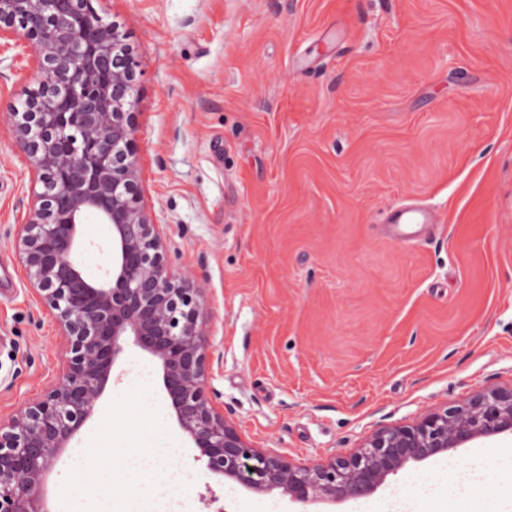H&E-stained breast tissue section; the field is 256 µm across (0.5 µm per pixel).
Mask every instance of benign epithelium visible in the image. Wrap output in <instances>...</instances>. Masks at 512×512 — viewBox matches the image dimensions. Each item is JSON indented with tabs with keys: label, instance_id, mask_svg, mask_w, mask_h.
I'll return each instance as SVG.
<instances>
[{
	"label": "benign epithelium",
	"instance_id": "7a95c632",
	"mask_svg": "<svg viewBox=\"0 0 512 512\" xmlns=\"http://www.w3.org/2000/svg\"><path fill=\"white\" fill-rule=\"evenodd\" d=\"M23 39L36 87L11 132L33 185L17 254L54 317L65 358L46 391L0 418V512H50L37 491L95 412L131 336L162 363L179 427L212 474L304 506L374 494L390 475L479 438L512 435V384L403 426L382 427L346 454L301 464L254 446L224 418L209 385L200 289L177 278L144 204L134 145L136 62L124 25L91 0H0V41ZM105 226L104 274L88 278L81 225Z\"/></svg>",
	"mask_w": 512,
	"mask_h": 512
}]
</instances>
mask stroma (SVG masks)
Masks as SVG:
<instances>
[{
	"label": "stroma",
	"instance_id": "35a3bbf8",
	"mask_svg": "<svg viewBox=\"0 0 512 512\" xmlns=\"http://www.w3.org/2000/svg\"><path fill=\"white\" fill-rule=\"evenodd\" d=\"M124 23L138 63L135 142L145 201L176 277L204 291L211 385L259 447L311 463L512 384V0H92ZM35 82L27 49L0 51V415L50 384L62 341L18 262L32 192L3 118ZM433 208L441 233L382 239L392 206ZM149 374L151 403L186 483V512H296L208 473L163 391L160 361L125 342L94 415L42 492L61 485L110 402ZM512 438L448 451L485 461L499 512ZM437 459L388 477L375 499L418 497Z\"/></svg>",
	"mask_w": 512,
	"mask_h": 512
}]
</instances>
